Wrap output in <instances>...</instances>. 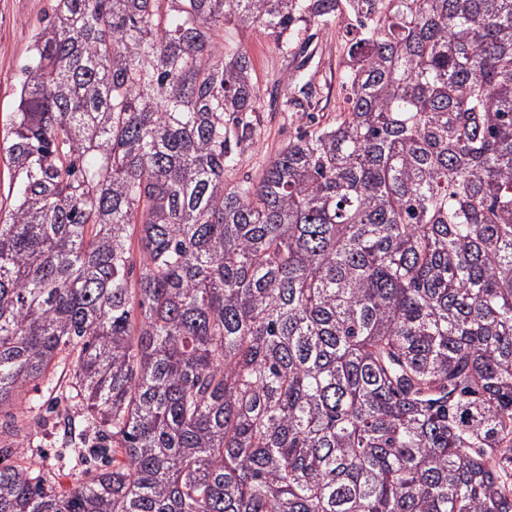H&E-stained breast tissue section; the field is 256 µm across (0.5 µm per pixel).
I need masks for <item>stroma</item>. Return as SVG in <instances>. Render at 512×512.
I'll use <instances>...</instances> for the list:
<instances>
[{"label": "stroma", "instance_id": "obj_1", "mask_svg": "<svg viewBox=\"0 0 512 512\" xmlns=\"http://www.w3.org/2000/svg\"><path fill=\"white\" fill-rule=\"evenodd\" d=\"M50 11L51 0H0V125L13 110L14 90L22 80L21 67L29 55L34 29ZM345 25L341 18L327 29L309 25L301 34L307 42L301 54L285 50L281 43L258 29L228 24L217 32V43L238 46L249 53L253 61L252 78L261 91L260 122L252 144L240 155L236 177L259 178L269 159L306 122L302 113L281 109L284 76H293L299 84L310 79L320 83L323 90L313 115L324 124L335 122L344 97L340 73L346 50L340 33ZM66 386V373L59 368L24 386L15 403L6 409L13 418L12 432L0 434V446L15 448L17 456L40 468L62 491L81 479L82 473L65 458L51 428L33 426L31 417L45 413Z\"/></svg>", "mask_w": 512, "mask_h": 512}]
</instances>
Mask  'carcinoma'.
I'll return each mask as SVG.
<instances>
[{
  "instance_id": "obj_1",
  "label": "carcinoma",
  "mask_w": 512,
  "mask_h": 512,
  "mask_svg": "<svg viewBox=\"0 0 512 512\" xmlns=\"http://www.w3.org/2000/svg\"><path fill=\"white\" fill-rule=\"evenodd\" d=\"M343 13L336 124L233 178L214 32ZM31 51L0 408L63 367L85 478L0 464V512H512V0H54Z\"/></svg>"
}]
</instances>
